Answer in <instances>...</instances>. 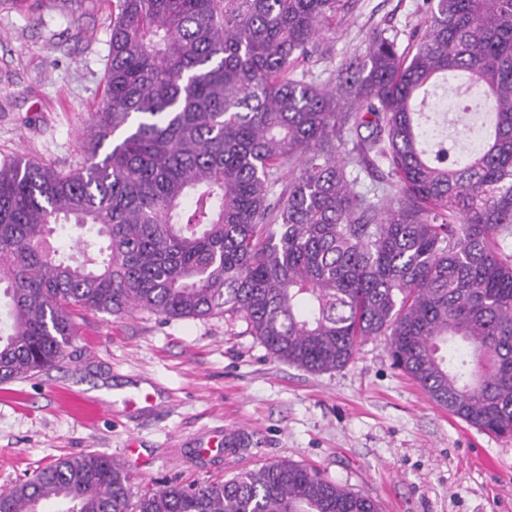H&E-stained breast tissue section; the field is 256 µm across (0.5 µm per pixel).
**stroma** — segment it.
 I'll return each instance as SVG.
<instances>
[{
  "label": "stroma",
  "mask_w": 512,
  "mask_h": 512,
  "mask_svg": "<svg viewBox=\"0 0 512 512\" xmlns=\"http://www.w3.org/2000/svg\"><path fill=\"white\" fill-rule=\"evenodd\" d=\"M323 29L305 79L336 69L378 33L412 50L423 0H350ZM112 0H0V156L75 168L91 136L110 54ZM49 371L0 383V492L61 456L117 460L133 497L164 483L222 481L287 459L379 500L383 512H512V437L471 426L396 369L384 337L330 373L273 358L223 318L162 322L80 312ZM107 393L92 422L77 400ZM240 431L239 455L199 464L209 436Z\"/></svg>",
  "instance_id": "1"
}]
</instances>
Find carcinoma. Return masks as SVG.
I'll list each match as a JSON object with an SVG mask.
<instances>
[{
    "label": "carcinoma",
    "mask_w": 512,
    "mask_h": 512,
    "mask_svg": "<svg viewBox=\"0 0 512 512\" xmlns=\"http://www.w3.org/2000/svg\"><path fill=\"white\" fill-rule=\"evenodd\" d=\"M342 0H112L105 92L68 172L0 159V383L54 366L79 308L243 323L313 373L387 339L440 407L512 435V0H428L415 52L372 37L333 89L297 76ZM467 79L443 129L420 118ZM112 148L104 157L106 140ZM386 188L354 190L348 167ZM381 512L288 460L132 501L60 457L0 512Z\"/></svg>",
    "instance_id": "1"
}]
</instances>
